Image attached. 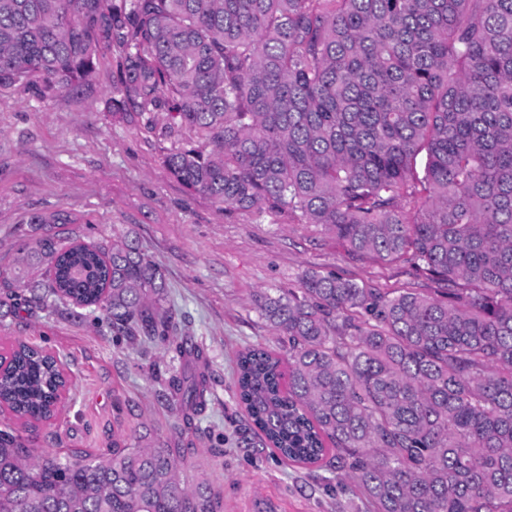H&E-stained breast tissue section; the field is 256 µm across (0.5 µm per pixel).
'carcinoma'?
<instances>
[{
    "label": "carcinoma",
    "mask_w": 512,
    "mask_h": 512,
    "mask_svg": "<svg viewBox=\"0 0 512 512\" xmlns=\"http://www.w3.org/2000/svg\"><path fill=\"white\" fill-rule=\"evenodd\" d=\"M121 52V117L164 107L197 145L170 174L217 204L265 207L358 259L406 262L439 297L308 269L261 293L288 338L238 358L257 442L344 472L373 512H512V0H0V87L73 89ZM7 313L102 310L132 344L183 355L160 267L136 238L82 245L67 214L30 218ZM57 360L21 344L0 402L43 421ZM182 412L206 377L168 380ZM180 452L112 442L70 462L0 428V512H221Z\"/></svg>",
    "instance_id": "obj_1"
}]
</instances>
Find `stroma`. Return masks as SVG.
<instances>
[{"instance_id":"stroma-1","label":"stroma","mask_w":512,"mask_h":512,"mask_svg":"<svg viewBox=\"0 0 512 512\" xmlns=\"http://www.w3.org/2000/svg\"><path fill=\"white\" fill-rule=\"evenodd\" d=\"M120 55L102 50L89 84L51 98L35 85L0 89V268L11 265L34 215L76 218L81 240L135 237L166 277L180 338L204 350L197 362L156 347L141 351L112 335L98 310L76 321L33 309L0 318V347L24 341L57 354L69 394L53 425L13 426L26 445L69 460L98 455L114 439L179 449L182 479L219 495L222 512H366L353 485L327 466L282 461L240 441L247 414L235 398L236 356L260 344H286L263 320L254 297L298 288L308 269L378 288L431 293L411 267L353 258L322 228L271 209L243 212L184 189L164 157L194 136H164L141 119L111 113ZM205 373L210 401L192 426L163 398L171 376Z\"/></svg>"}]
</instances>
